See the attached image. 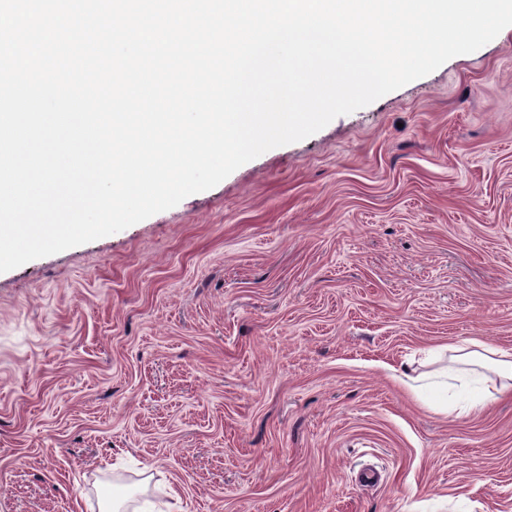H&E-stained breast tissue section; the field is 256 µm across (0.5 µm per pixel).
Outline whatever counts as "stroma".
Returning a JSON list of instances; mask_svg holds the SVG:
<instances>
[{"label": "stroma", "instance_id": "obj_1", "mask_svg": "<svg viewBox=\"0 0 512 512\" xmlns=\"http://www.w3.org/2000/svg\"><path fill=\"white\" fill-rule=\"evenodd\" d=\"M472 340L512 352V26L0 273V512H512V398L406 386Z\"/></svg>", "mask_w": 512, "mask_h": 512}]
</instances>
